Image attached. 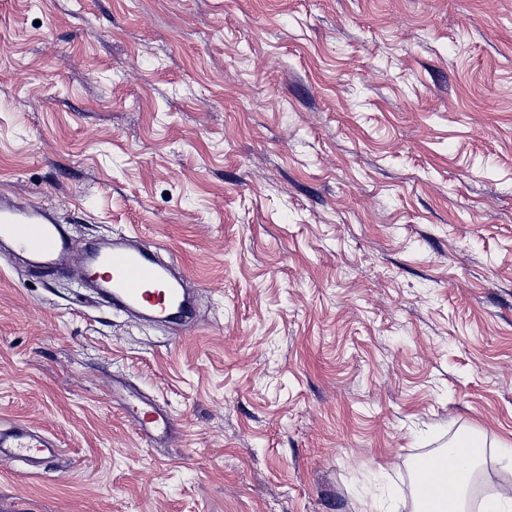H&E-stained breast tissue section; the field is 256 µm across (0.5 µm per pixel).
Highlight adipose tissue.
Returning <instances> with one entry per match:
<instances>
[{
    "mask_svg": "<svg viewBox=\"0 0 512 512\" xmlns=\"http://www.w3.org/2000/svg\"><path fill=\"white\" fill-rule=\"evenodd\" d=\"M475 456V450L454 441L447 448V465L416 470L415 490L425 501L418 512H464L463 492Z\"/></svg>",
    "mask_w": 512,
    "mask_h": 512,
    "instance_id": "adipose-tissue-1",
    "label": "adipose tissue"
}]
</instances>
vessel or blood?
I'll use <instances>...</instances> for the list:
<instances>
[{
	"mask_svg": "<svg viewBox=\"0 0 512 512\" xmlns=\"http://www.w3.org/2000/svg\"><path fill=\"white\" fill-rule=\"evenodd\" d=\"M4 242L30 256L40 268L64 265L70 252L69 236L50 212L0 199V244ZM87 278L108 285L113 306L144 312L152 320L182 321L190 314L181 277L135 238L113 243L108 251L88 261ZM142 411L140 431L146 439L155 441L170 431V422L154 404L143 403ZM60 451L56 437L31 423L16 419L0 422V461L24 460L39 469L57 459Z\"/></svg>",
	"mask_w": 512,
	"mask_h": 512,
	"instance_id": "1",
	"label": "vessel or blood"
}]
</instances>
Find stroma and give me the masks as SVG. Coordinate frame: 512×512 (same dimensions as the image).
<instances>
[{
  "label": "stroma",
  "mask_w": 512,
  "mask_h": 512,
  "mask_svg": "<svg viewBox=\"0 0 512 512\" xmlns=\"http://www.w3.org/2000/svg\"><path fill=\"white\" fill-rule=\"evenodd\" d=\"M1 197L71 252L0 249V418L62 443L0 503L414 512L465 432L467 512L512 486V0H0ZM124 236L190 326L85 288ZM142 404L143 421L139 430L149 441H156L170 431L171 423L151 402L142 401Z\"/></svg>",
  "instance_id": "35a3bbf8"
}]
</instances>
